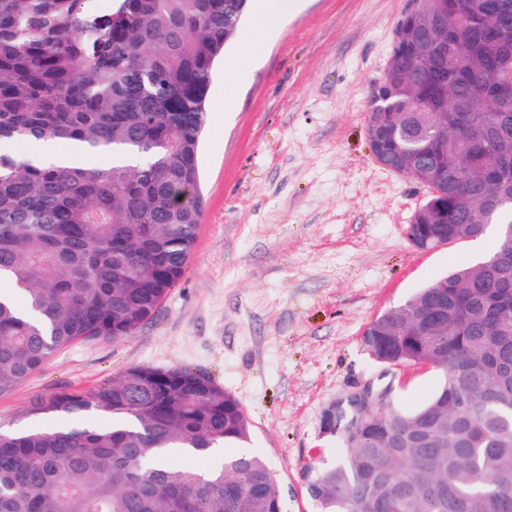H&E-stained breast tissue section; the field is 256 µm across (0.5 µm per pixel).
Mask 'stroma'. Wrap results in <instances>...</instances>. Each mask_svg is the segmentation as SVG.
<instances>
[{
  "label": "stroma",
  "instance_id": "1",
  "mask_svg": "<svg viewBox=\"0 0 512 512\" xmlns=\"http://www.w3.org/2000/svg\"><path fill=\"white\" fill-rule=\"evenodd\" d=\"M411 6L296 0L255 50L243 36L228 45L207 102L204 209L183 277L134 335L74 342L0 394V427H41L26 414L38 394L91 388L135 366L187 368L243 405L282 512H316L302 471L344 453L319 436L325 408L368 382L392 384L401 411L434 395L440 372L379 363L362 333L492 252L495 239L413 247L407 226L427 191L371 152L368 96Z\"/></svg>",
  "mask_w": 512,
  "mask_h": 512
}]
</instances>
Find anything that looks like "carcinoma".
Instances as JSON below:
<instances>
[{
    "mask_svg": "<svg viewBox=\"0 0 512 512\" xmlns=\"http://www.w3.org/2000/svg\"><path fill=\"white\" fill-rule=\"evenodd\" d=\"M481 0H427L401 18L400 61L369 97L397 173L428 171L412 245L496 236L494 250L386 309L361 338L380 363L444 382L420 409L392 394L340 409L346 449L303 472L317 512H512V38ZM247 0H0V146L79 143L108 168L35 163L0 149V393L77 340L127 337L193 254L204 208L198 154L212 74ZM473 25L457 38L427 27ZM47 430L0 431V512H282L266 461L245 449L241 402L189 369L136 366L90 390L34 396ZM237 448L206 470L194 460Z\"/></svg>",
    "mask_w": 512,
    "mask_h": 512,
    "instance_id": "cac0c4a2",
    "label": "carcinoma"
}]
</instances>
